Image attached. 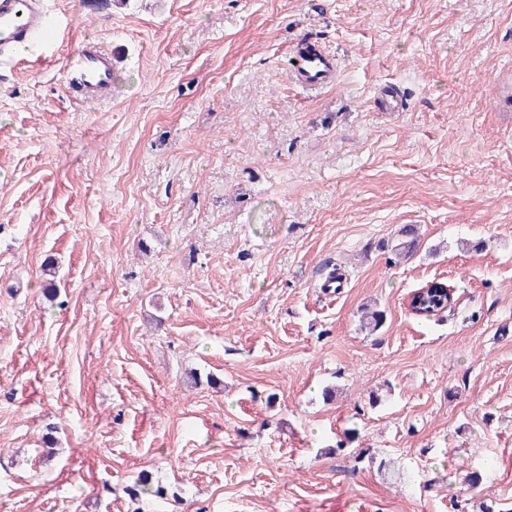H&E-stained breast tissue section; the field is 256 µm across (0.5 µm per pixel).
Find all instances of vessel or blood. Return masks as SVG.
I'll list each match as a JSON object with an SVG mask.
<instances>
[{
	"label": "vessel or blood",
	"instance_id": "vessel-or-blood-1",
	"mask_svg": "<svg viewBox=\"0 0 512 512\" xmlns=\"http://www.w3.org/2000/svg\"><path fill=\"white\" fill-rule=\"evenodd\" d=\"M53 26L44 0H0V56L16 58L19 48L29 47L40 35L51 36ZM69 65L78 73L84 94L93 96L105 88L112 75L108 54L82 48L74 52ZM336 60L325 50L301 39L295 52L292 78L298 84L321 88L336 79Z\"/></svg>",
	"mask_w": 512,
	"mask_h": 512
}]
</instances>
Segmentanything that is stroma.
I'll list each match as a JSON object with an SVG mask.
<instances>
[{
	"label": "stroma",
	"mask_w": 512,
	"mask_h": 512,
	"mask_svg": "<svg viewBox=\"0 0 512 512\" xmlns=\"http://www.w3.org/2000/svg\"><path fill=\"white\" fill-rule=\"evenodd\" d=\"M47 3L0 58V512H512V0ZM294 54L291 76L298 84L316 89L335 81L336 59L327 50L319 49L303 38ZM69 67L77 71L79 86L88 96L96 95L111 80L112 58L97 50H77L69 59ZM428 290L424 292L422 297L423 306H418L416 300L423 294L421 292L415 298V307L417 309V316L423 318H430L433 316L443 315L447 311H451L453 299L450 298L449 294H445L446 284L442 282H431L426 284Z\"/></svg>",
	"instance_id": "35a3bbf8"
}]
</instances>
